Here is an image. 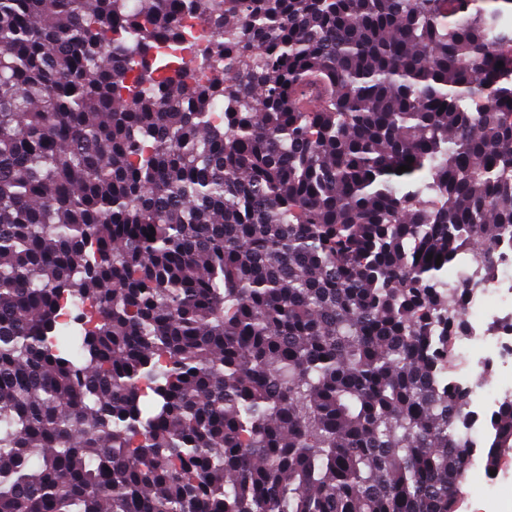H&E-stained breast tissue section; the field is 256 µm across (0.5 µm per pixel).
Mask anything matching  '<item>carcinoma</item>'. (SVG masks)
I'll list each match as a JSON object with an SVG mask.
<instances>
[{
  "mask_svg": "<svg viewBox=\"0 0 512 512\" xmlns=\"http://www.w3.org/2000/svg\"><path fill=\"white\" fill-rule=\"evenodd\" d=\"M509 17L0 0V512H456L441 287L512 231Z\"/></svg>",
  "mask_w": 512,
  "mask_h": 512,
  "instance_id": "cac0c4a2",
  "label": "carcinoma"
}]
</instances>
